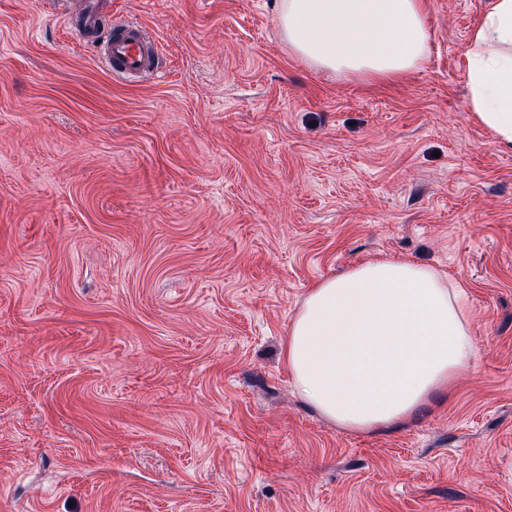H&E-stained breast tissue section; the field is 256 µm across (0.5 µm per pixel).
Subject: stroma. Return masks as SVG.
Returning <instances> with one entry per match:
<instances>
[{
    "mask_svg": "<svg viewBox=\"0 0 512 512\" xmlns=\"http://www.w3.org/2000/svg\"><path fill=\"white\" fill-rule=\"evenodd\" d=\"M163 78L115 77L71 0H0V512H512V150L469 108L490 0H422L429 54L336 76L277 0H111ZM439 268L479 357L351 433L283 358L310 288Z\"/></svg>",
    "mask_w": 512,
    "mask_h": 512,
    "instance_id": "1",
    "label": "stroma"
}]
</instances>
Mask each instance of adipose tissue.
I'll return each mask as SVG.
<instances>
[{"instance_id": "obj_1", "label": "adipose tissue", "mask_w": 512, "mask_h": 512, "mask_svg": "<svg viewBox=\"0 0 512 512\" xmlns=\"http://www.w3.org/2000/svg\"><path fill=\"white\" fill-rule=\"evenodd\" d=\"M284 40L313 68L393 78L423 65L421 0H279ZM470 110L512 149V0H491L467 53ZM283 356L300 396L341 429L411 420L476 364L469 306L440 270L368 261L310 288Z\"/></svg>"}]
</instances>
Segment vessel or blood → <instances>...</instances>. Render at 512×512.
Returning a JSON list of instances; mask_svg holds the SVG:
<instances>
[{"label":"vessel or blood","mask_w":512,"mask_h":512,"mask_svg":"<svg viewBox=\"0 0 512 512\" xmlns=\"http://www.w3.org/2000/svg\"><path fill=\"white\" fill-rule=\"evenodd\" d=\"M78 2L76 18L82 43L113 74L125 78L161 75L159 54L143 27L132 21L119 20L113 22L111 34L102 41H95L94 35L103 23L100 0Z\"/></svg>","instance_id":"obj_1"}]
</instances>
